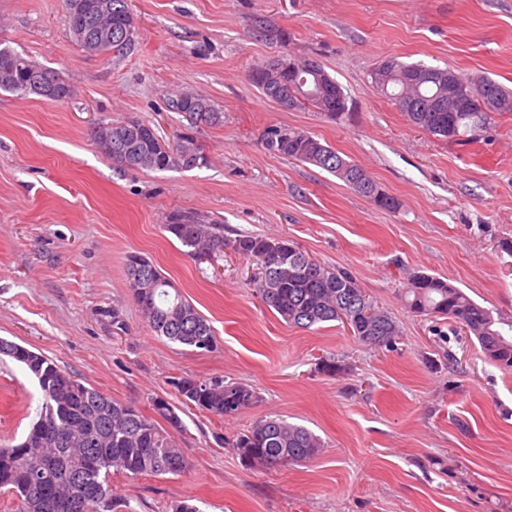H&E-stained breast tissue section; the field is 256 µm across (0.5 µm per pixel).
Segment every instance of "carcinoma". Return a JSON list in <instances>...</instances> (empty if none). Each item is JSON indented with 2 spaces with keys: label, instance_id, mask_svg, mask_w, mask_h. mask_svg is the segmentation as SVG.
I'll return each mask as SVG.
<instances>
[{
  "label": "carcinoma",
  "instance_id": "obj_1",
  "mask_svg": "<svg viewBox=\"0 0 512 512\" xmlns=\"http://www.w3.org/2000/svg\"><path fill=\"white\" fill-rule=\"evenodd\" d=\"M65 0L66 20L75 41L89 54L119 53L133 40L137 19L129 0H76L79 9ZM48 71L10 46H0V89L60 100V92L30 86L33 72ZM458 96L478 99L486 86L494 89L492 111L512 112V89L480 74H458ZM377 88L398 104L412 125L432 135L455 140L478 125L483 111L464 110L448 98V69L396 58L381 61L373 70ZM251 82L268 99L286 110L312 107L340 120L348 115V97L336 80H324L315 94L289 83L277 61L270 57L251 71ZM442 103L444 112L425 108ZM169 111L184 115L189 125H216L224 113L193 93L178 92L168 98ZM158 136L144 121L112 122V145L103 153L124 169H193L206 164V156L190 136L171 145V154L155 150ZM263 145L274 155L315 166L344 182L376 207L394 211L398 200L367 193L378 183L356 163L345 159L315 136L286 126H271ZM165 229L190 256L204 251L215 263L224 247L256 265L250 279L261 302L284 322L309 329L347 318L352 335L362 343L392 348L399 330L391 315L378 309L366 317L358 308L366 297L357 279L347 270H329L293 241L259 234H239L224 239V225L205 221L192 213H178ZM127 278L134 299L144 309L149 326L159 336L197 350L217 347L211 325L182 294L171 290L153 262L136 254L126 260ZM401 295L419 316H446L475 337L483 353L498 367L512 371V324L508 331L496 326L490 310L448 281L416 273L406 279ZM0 355L23 365L39 386L42 405L38 419L16 444H0V489L17 499L16 512H118L124 500L112 491V474L131 477L178 476L190 462L168 430L182 427L175 406L164 399L153 401L157 418L112 399L61 370L48 358L26 346L0 338ZM180 402L224 418L233 417L253 403L252 387L222 377L197 379L183 376L172 381ZM236 449L250 467H288L319 454L323 442L312 431L281 416L255 422L246 432L224 441ZM46 471L42 485L33 489L30 477Z\"/></svg>",
  "mask_w": 512,
  "mask_h": 512
}]
</instances>
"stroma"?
Wrapping results in <instances>:
<instances>
[{"instance_id": "35a3bbf8", "label": "stroma", "mask_w": 512, "mask_h": 512, "mask_svg": "<svg viewBox=\"0 0 512 512\" xmlns=\"http://www.w3.org/2000/svg\"><path fill=\"white\" fill-rule=\"evenodd\" d=\"M126 52L85 53L63 0H0V42L61 72L55 102L0 89V337L43 354L79 382L152 415L176 402L175 377L221 376L259 395L231 418L182 409L179 476L113 475L128 512H512V372L490 362L447 319L409 312L413 272L447 278L512 322V113H485L467 141L411 125L373 86L377 64L450 66L512 88V0H131ZM314 57L349 97L338 121L283 110L249 80L278 44ZM177 89L223 112L190 128L169 111ZM136 118L164 142L191 135L204 166L120 169L91 139L99 123ZM271 125L304 130L363 167L400 206L385 211L336 177L265 150ZM193 211L224 235L287 237L322 264L353 273L401 335L365 345L340 322L286 324L260 305L251 268L232 250L216 265L165 231ZM152 261L211 324L204 353L154 336L134 303L126 257ZM342 367L319 372V359ZM41 394L0 359V441L20 439ZM281 415L319 435L309 462L249 468L224 445Z\"/></svg>"}]
</instances>
